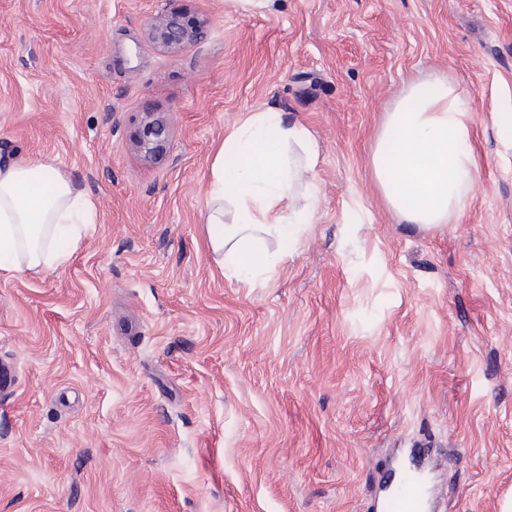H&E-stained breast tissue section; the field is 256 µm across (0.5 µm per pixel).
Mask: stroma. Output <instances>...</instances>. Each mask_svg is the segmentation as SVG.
<instances>
[{
  "instance_id": "stroma-1",
  "label": "stroma",
  "mask_w": 512,
  "mask_h": 512,
  "mask_svg": "<svg viewBox=\"0 0 512 512\" xmlns=\"http://www.w3.org/2000/svg\"><path fill=\"white\" fill-rule=\"evenodd\" d=\"M207 19L175 57L162 10ZM438 75L479 179L427 230L371 174L382 118ZM174 117L144 161L140 112ZM319 146L311 226L266 283L207 250L215 154L249 112ZM512 0H0V165L95 203L69 261L0 270V512H375L426 442L428 512L512 504Z\"/></svg>"
}]
</instances>
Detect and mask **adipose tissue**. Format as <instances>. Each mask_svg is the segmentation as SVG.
<instances>
[{
	"label": "adipose tissue",
	"mask_w": 512,
	"mask_h": 512,
	"mask_svg": "<svg viewBox=\"0 0 512 512\" xmlns=\"http://www.w3.org/2000/svg\"><path fill=\"white\" fill-rule=\"evenodd\" d=\"M317 142L303 124L281 113L252 112L224 140L213 166L208 247L229 276L264 279L307 228L317 188ZM372 177L389 208L425 228L462 212L478 180L466 98L448 77L409 85L375 139ZM52 184L36 192L35 175ZM94 210L50 164L19 161L0 168V269L38 272L68 262ZM279 238L277 256L266 236Z\"/></svg>",
	"instance_id": "1"
}]
</instances>
